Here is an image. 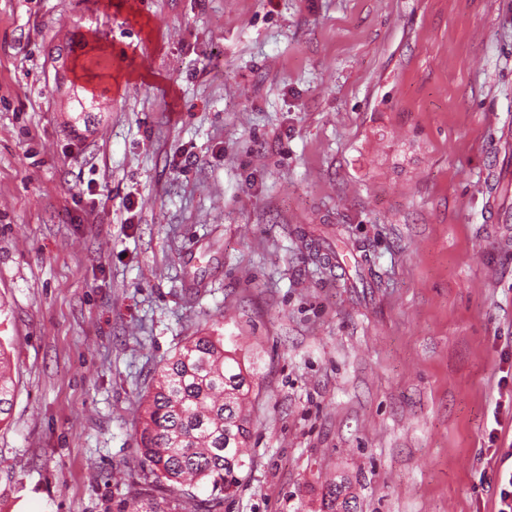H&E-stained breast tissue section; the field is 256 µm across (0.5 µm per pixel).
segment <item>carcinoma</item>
<instances>
[{
    "instance_id": "cac0c4a2",
    "label": "carcinoma",
    "mask_w": 512,
    "mask_h": 512,
    "mask_svg": "<svg viewBox=\"0 0 512 512\" xmlns=\"http://www.w3.org/2000/svg\"><path fill=\"white\" fill-rule=\"evenodd\" d=\"M305 247L321 268H334L320 240L309 239ZM253 380L235 340L222 333L186 337L160 365L142 397L137 439L141 463L155 476L154 490L179 495L178 512H218L237 487L252 436ZM14 399L12 381L0 383V422ZM201 483L211 487L207 500L189 492ZM328 494L336 512H356L348 478L336 477Z\"/></svg>"
}]
</instances>
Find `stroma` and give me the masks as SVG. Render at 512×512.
<instances>
[{"instance_id": "1", "label": "stroma", "mask_w": 512, "mask_h": 512, "mask_svg": "<svg viewBox=\"0 0 512 512\" xmlns=\"http://www.w3.org/2000/svg\"><path fill=\"white\" fill-rule=\"evenodd\" d=\"M496 212L512 0H0V512H170L136 407L214 323L257 373L221 512H327L340 475L358 512H493L512 468L492 454L512 449ZM305 236L349 268L365 246L381 287L317 271Z\"/></svg>"}]
</instances>
